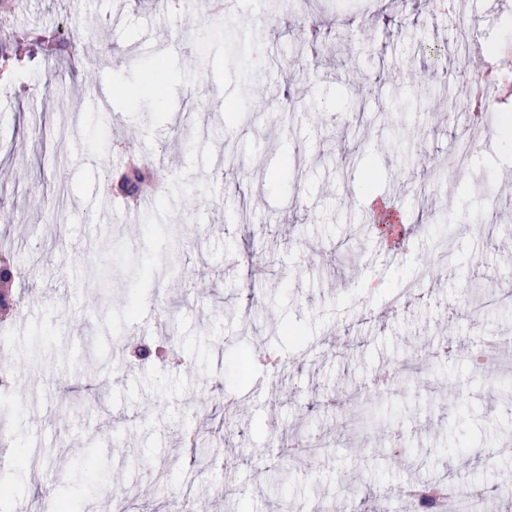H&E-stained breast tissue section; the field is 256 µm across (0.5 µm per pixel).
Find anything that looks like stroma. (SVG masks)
Listing matches in <instances>:
<instances>
[{
	"mask_svg": "<svg viewBox=\"0 0 512 512\" xmlns=\"http://www.w3.org/2000/svg\"><path fill=\"white\" fill-rule=\"evenodd\" d=\"M0 39L54 28L81 71L50 88L41 52L0 77V256L28 271L12 334L13 395L0 405L29 466L12 474L20 500L75 498L79 512H113L134 490L152 512H174L191 487L201 512H397L410 483L469 479L482 512H512V151L492 140L512 101L455 178L443 168L455 131L438 114L448 87L435 66L461 68L456 27L390 0H240L231 24L208 0H11ZM479 41L512 72V9L458 0ZM448 46L435 58L432 50ZM265 63L255 67L256 48ZM165 60L153 108L150 64ZM126 89L109 111L96 81ZM132 151L165 186L160 202L123 223L112 199L102 226L87 201ZM394 196L414 232L387 266L368 265L376 234L362 204ZM99 225L95 244L85 233ZM139 239V251L128 247ZM438 288L422 279L438 253ZM168 307L164 334L127 313ZM170 337L178 356L129 363ZM454 355L428 358L411 381L376 387L393 363L438 337ZM503 340L477 366L482 339ZM257 351L237 379V351ZM124 376L104 389L113 366ZM223 409V455L195 456L185 430ZM329 453L311 472L295 445Z\"/></svg>",
	"mask_w": 512,
	"mask_h": 512,
	"instance_id": "obj_1",
	"label": "stroma"
}]
</instances>
